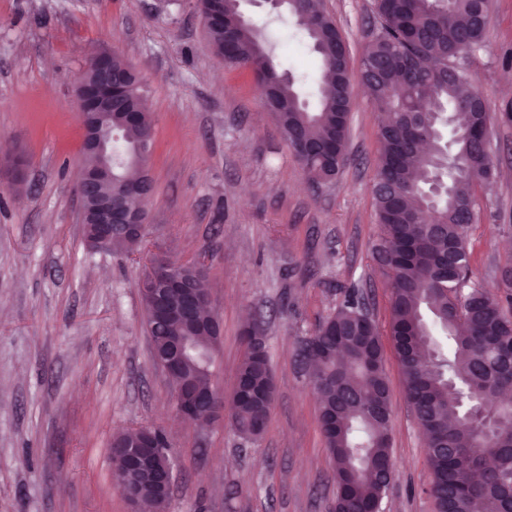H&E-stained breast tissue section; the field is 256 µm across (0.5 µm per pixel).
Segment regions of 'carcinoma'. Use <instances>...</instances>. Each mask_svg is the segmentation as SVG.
<instances>
[{
	"mask_svg": "<svg viewBox=\"0 0 512 512\" xmlns=\"http://www.w3.org/2000/svg\"><path fill=\"white\" fill-rule=\"evenodd\" d=\"M380 29L364 48L359 84L372 99L378 114L382 152L373 184L380 236L373 246L385 251V269L391 290L389 336L403 374L408 402L424 430L431 469L430 494L437 512H473L479 503L493 510L501 476L499 465L486 459L481 478L466 495L457 493L470 481L466 472L450 465L457 448L475 440L464 419L461 393L493 402L497 381L512 356V268L501 276L508 281L503 294H495L472 280L468 245L469 217L474 211L473 183L491 182L494 162L488 147L470 133L477 122L490 120V109L467 73L456 66L461 47L473 52L481 47L484 32L477 24L472 0H453V8L432 0H375ZM322 69H335L339 47L317 29L301 28ZM209 44L224 64L250 71L262 90L267 79L260 66L272 62L271 50L251 30L234 34L233 54L225 55L228 30L217 23L205 26ZM435 61L430 66L429 61ZM112 67L131 74L127 112L139 113L134 125L122 126L117 141L119 163L115 181L134 180L145 157L141 145L154 127L143 82L131 62L112 50ZM273 106L275 119L292 155L315 183L336 179L344 162L330 167L316 156L299 152L301 142H327L346 153L349 120L337 112L340 100L350 96L345 75L329 90H321L314 105H304L293 83L276 73ZM477 103L480 114L466 113L458 134L439 141L434 137L441 118ZM427 141L419 152L415 141ZM442 175L448 194L435 209L436 237L421 239V225L407 222L408 215L429 205L424 189ZM145 239L116 237L112 248L135 254ZM146 323L156 362L165 359L171 341L192 337L198 349L207 347L211 333L200 324L170 322L159 326L152 317V298L141 292ZM311 339H321L328 352L309 361V375L317 387L322 414L321 430L334 462L335 512H368L386 494L381 468L391 457V406L387 385L383 336L368 318L363 298L351 288L336 312L314 329ZM237 378L244 385L274 390L267 352L246 348ZM182 379L189 386L212 392L223 416L243 436L251 435L256 421L268 417L269 402L247 393H224L213 388L211 374L201 372L188 356Z\"/></svg>",
	"mask_w": 512,
	"mask_h": 512,
	"instance_id": "cac0c4a2",
	"label": "carcinoma"
}]
</instances>
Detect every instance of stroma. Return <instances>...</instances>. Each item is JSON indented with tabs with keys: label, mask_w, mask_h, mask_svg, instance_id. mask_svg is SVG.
I'll return each instance as SVG.
<instances>
[{
	"label": "stroma",
	"mask_w": 512,
	"mask_h": 512,
	"mask_svg": "<svg viewBox=\"0 0 512 512\" xmlns=\"http://www.w3.org/2000/svg\"><path fill=\"white\" fill-rule=\"evenodd\" d=\"M352 70L378 28L373 0H320ZM250 13L278 73L315 99L319 70L303 35L267 10ZM124 51L145 80L155 120L144 203L147 248L92 251L76 205L82 128L75 84L92 49ZM464 66L493 117L496 176L474 192L471 269L497 289L512 268V0H490L482 47ZM345 164L311 187L253 76L211 50L196 0H0V142L26 174L0 176V512H130L113 477L112 437L158 426L172 444L168 512H333L336 483L304 341L352 286L380 331L388 279L373 258L380 229L372 185L382 149L377 115L352 92ZM200 262L221 320L213 384L231 394L262 322L275 395L262 437L206 429L177 413L155 363L141 302L150 257ZM392 481L383 512H436L425 438L385 342Z\"/></svg>",
	"instance_id": "stroma-1"
}]
</instances>
